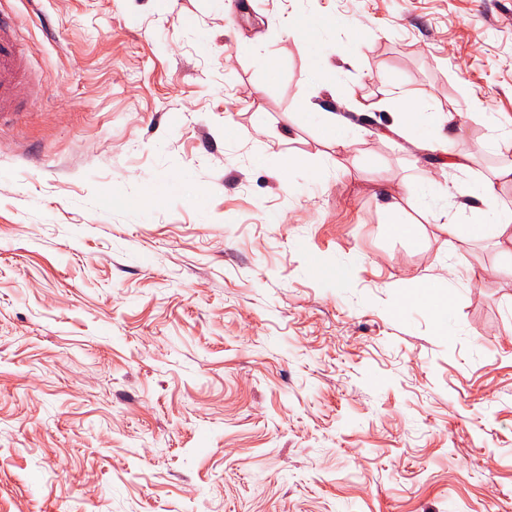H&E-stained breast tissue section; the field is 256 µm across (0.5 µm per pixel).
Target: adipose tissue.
<instances>
[{"instance_id":"adipose-tissue-1","label":"adipose tissue","mask_w":512,"mask_h":512,"mask_svg":"<svg viewBox=\"0 0 512 512\" xmlns=\"http://www.w3.org/2000/svg\"><path fill=\"white\" fill-rule=\"evenodd\" d=\"M394 129L422 141L434 137L444 121L443 115L418 108L408 111L402 97H394ZM512 181V166L503 167L491 177L482 180L474 193L475 206L471 209L472 220L468 223H450L446 229L456 249H466L480 236L488 235L500 240L504 251L512 255V209L501 205L499 187Z\"/></svg>"}]
</instances>
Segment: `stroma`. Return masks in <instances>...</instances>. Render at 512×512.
Returning a JSON list of instances; mask_svg holds the SVG:
<instances>
[{"mask_svg":"<svg viewBox=\"0 0 512 512\" xmlns=\"http://www.w3.org/2000/svg\"><path fill=\"white\" fill-rule=\"evenodd\" d=\"M0 11L29 72L0 126V512H512V260L444 228L512 164L487 147L512 117V0ZM308 14L333 22L335 86L286 33ZM394 84L454 115L470 171L392 131ZM424 181L456 192L409 200ZM424 280L452 293L448 330L404 307ZM330 112H320L313 106H307L304 115L310 120L319 122L322 126L327 128L339 141H344L349 133L350 127L348 122L343 119H337L335 114H328Z\"/></svg>","mask_w":512,"mask_h":512,"instance_id":"stroma-1","label":"stroma"}]
</instances>
